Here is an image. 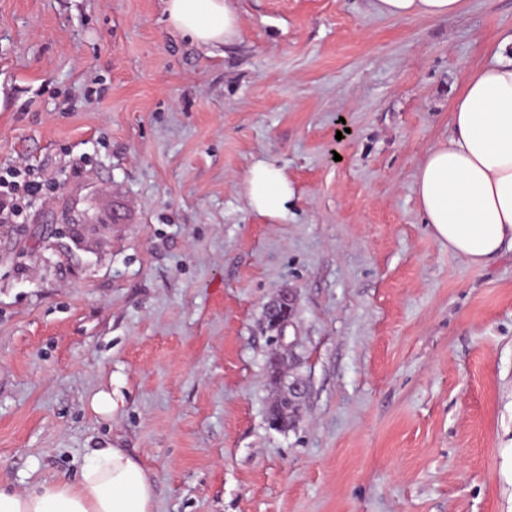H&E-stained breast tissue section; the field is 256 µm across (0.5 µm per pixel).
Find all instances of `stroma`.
<instances>
[{
  "label": "stroma",
  "instance_id": "35a3bbf8",
  "mask_svg": "<svg viewBox=\"0 0 512 512\" xmlns=\"http://www.w3.org/2000/svg\"><path fill=\"white\" fill-rule=\"evenodd\" d=\"M237 5L239 37L203 48L162 0H0V169L57 184L0 224V486L113 445L154 474L153 512H512V250L471 267L415 192L512 0ZM268 158L293 189L277 218L246 201ZM284 288L306 394L279 431ZM374 11L391 18L438 19L462 11L465 0H371ZM295 293L292 290H283L272 298L266 305L269 327L277 332L276 336L282 339L285 328L290 324L294 312ZM280 395L281 393L276 398L275 403H272L267 418L271 427L277 430H284L293 425L297 418V412L296 409H291V414H288V409L283 411V409H285V405L284 400Z\"/></svg>",
  "mask_w": 512,
  "mask_h": 512
}]
</instances>
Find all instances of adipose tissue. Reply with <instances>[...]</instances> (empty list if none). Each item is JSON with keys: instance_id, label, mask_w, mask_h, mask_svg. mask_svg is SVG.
I'll use <instances>...</instances> for the list:
<instances>
[{"instance_id": "obj_1", "label": "adipose tissue", "mask_w": 512, "mask_h": 512, "mask_svg": "<svg viewBox=\"0 0 512 512\" xmlns=\"http://www.w3.org/2000/svg\"><path fill=\"white\" fill-rule=\"evenodd\" d=\"M171 29L198 46L233 41L241 28L235 0H163ZM465 0H372L391 18L438 19L462 11ZM468 76L453 102L450 136L431 148L416 172L425 222L449 251L485 267L512 250V57ZM249 206L283 214L293 190L282 170L260 160L246 178ZM154 478L127 449L93 450L76 479L19 491L0 487V512H152Z\"/></svg>"}]
</instances>
